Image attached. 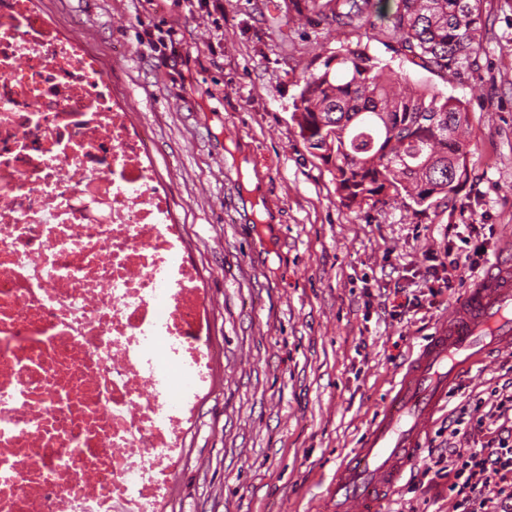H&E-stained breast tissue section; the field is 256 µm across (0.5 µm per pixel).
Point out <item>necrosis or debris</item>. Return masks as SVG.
Here are the masks:
<instances>
[{"label": "necrosis or debris", "instance_id": "4bbe7bcc", "mask_svg": "<svg viewBox=\"0 0 512 512\" xmlns=\"http://www.w3.org/2000/svg\"><path fill=\"white\" fill-rule=\"evenodd\" d=\"M207 317L98 59L0 0V512H164Z\"/></svg>", "mask_w": 512, "mask_h": 512}]
</instances>
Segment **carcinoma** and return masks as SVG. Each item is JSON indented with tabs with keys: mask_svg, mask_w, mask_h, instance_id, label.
Listing matches in <instances>:
<instances>
[{
	"mask_svg": "<svg viewBox=\"0 0 512 512\" xmlns=\"http://www.w3.org/2000/svg\"><path fill=\"white\" fill-rule=\"evenodd\" d=\"M347 26L376 8L410 61L449 77L477 66L482 0H310ZM293 120L305 147L331 166L348 208L398 200L425 212L456 194L465 173V106L380 65L366 49L342 48L306 77Z\"/></svg>",
	"mask_w": 512,
	"mask_h": 512,
	"instance_id": "obj_1",
	"label": "carcinoma"
}]
</instances>
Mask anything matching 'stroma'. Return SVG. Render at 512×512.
Segmentation results:
<instances>
[{
	"label": "stroma",
	"instance_id": "obj_1",
	"mask_svg": "<svg viewBox=\"0 0 512 512\" xmlns=\"http://www.w3.org/2000/svg\"><path fill=\"white\" fill-rule=\"evenodd\" d=\"M291 0H32L96 55L148 134L157 174L208 295L218 357L165 512H319L402 366L475 275L512 259V0H483L477 68L448 80L414 66L386 18L336 29ZM171 36L161 56L152 40ZM459 99L469 111L456 195L417 214L347 208L292 119L309 72L343 47ZM472 227L469 243L448 227ZM485 249L471 267V247ZM456 263L449 288L433 273ZM414 298L402 312L394 291ZM512 392L492 355L448 395L419 461L381 512H457L431 458L496 447L477 399ZM462 419V433L448 424Z\"/></svg>",
	"mask_w": 512,
	"mask_h": 512
}]
</instances>
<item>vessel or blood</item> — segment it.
Segmentation results:
<instances>
[{"label":"vessel or blood","instance_id":"1","mask_svg":"<svg viewBox=\"0 0 512 512\" xmlns=\"http://www.w3.org/2000/svg\"><path fill=\"white\" fill-rule=\"evenodd\" d=\"M512 355V265L498 263L453 304L435 336L422 343L388 402L341 465L331 487L336 512H377L421 446L449 388L485 355Z\"/></svg>","mask_w":512,"mask_h":512}]
</instances>
